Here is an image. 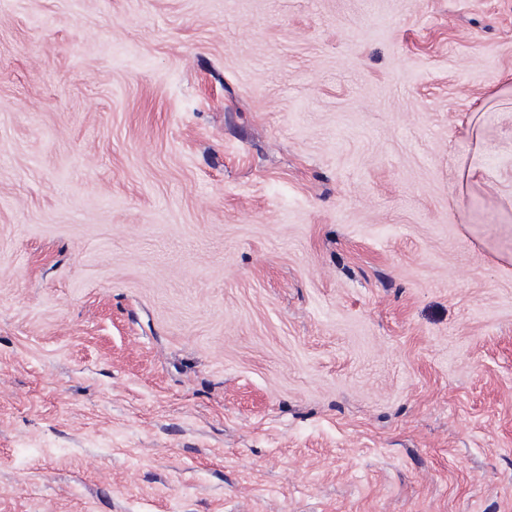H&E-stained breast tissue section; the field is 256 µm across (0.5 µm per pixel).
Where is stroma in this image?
I'll return each mask as SVG.
<instances>
[{
  "label": "stroma",
  "mask_w": 512,
  "mask_h": 512,
  "mask_svg": "<svg viewBox=\"0 0 512 512\" xmlns=\"http://www.w3.org/2000/svg\"><path fill=\"white\" fill-rule=\"evenodd\" d=\"M0 512H512V0H0Z\"/></svg>",
  "instance_id": "35a3bbf8"
}]
</instances>
